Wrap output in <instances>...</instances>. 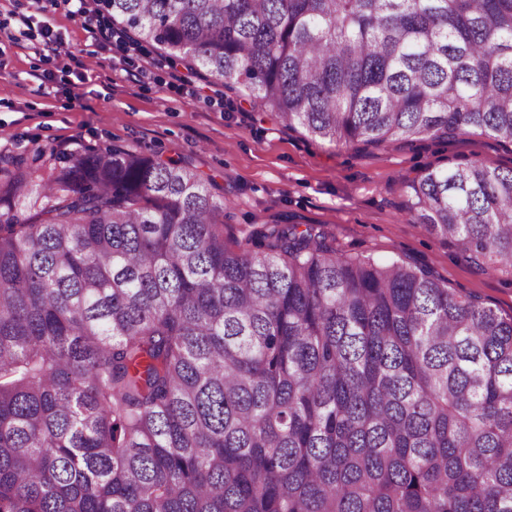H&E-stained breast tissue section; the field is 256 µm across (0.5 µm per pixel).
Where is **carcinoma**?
Instances as JSON below:
<instances>
[{"label": "carcinoma", "instance_id": "1", "mask_svg": "<svg viewBox=\"0 0 512 512\" xmlns=\"http://www.w3.org/2000/svg\"><path fill=\"white\" fill-rule=\"evenodd\" d=\"M329 144L512 142V0H96ZM0 176V512H512V317L107 145ZM512 272V168L404 182ZM37 209L32 222L18 207Z\"/></svg>", "mask_w": 512, "mask_h": 512}]
</instances>
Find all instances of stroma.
I'll use <instances>...</instances> for the list:
<instances>
[{
    "label": "stroma",
    "instance_id": "1",
    "mask_svg": "<svg viewBox=\"0 0 512 512\" xmlns=\"http://www.w3.org/2000/svg\"><path fill=\"white\" fill-rule=\"evenodd\" d=\"M24 16L61 38V52L23 36ZM160 59L120 29L89 34L62 0H0V154L40 168L52 153L114 143L182 159L227 198L228 244L254 224H314L347 256L415 264L455 294L512 316V276L479 268L406 223L402 183L464 161L511 169V143L460 135L413 148L329 145L222 83L197 74L186 85L185 66Z\"/></svg>",
    "mask_w": 512,
    "mask_h": 512
}]
</instances>
